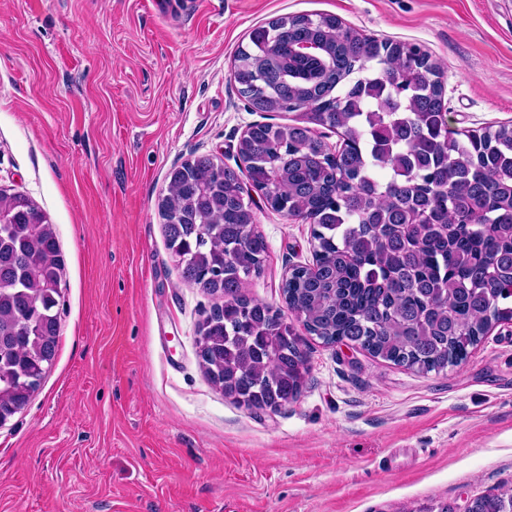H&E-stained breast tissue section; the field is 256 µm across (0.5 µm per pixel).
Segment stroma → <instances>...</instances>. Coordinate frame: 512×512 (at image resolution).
Wrapping results in <instances>:
<instances>
[{
  "label": "stroma",
  "instance_id": "1",
  "mask_svg": "<svg viewBox=\"0 0 512 512\" xmlns=\"http://www.w3.org/2000/svg\"><path fill=\"white\" fill-rule=\"evenodd\" d=\"M0 0V189L32 198L65 268L56 357L0 426V512H419L512 487V323L423 374L302 335L295 402L215 390L158 204L200 155L238 168L255 123L232 66L257 26L329 14L438 64L452 129L512 124V0ZM268 249L249 297L283 306L311 226L242 180Z\"/></svg>",
  "mask_w": 512,
  "mask_h": 512
}]
</instances>
